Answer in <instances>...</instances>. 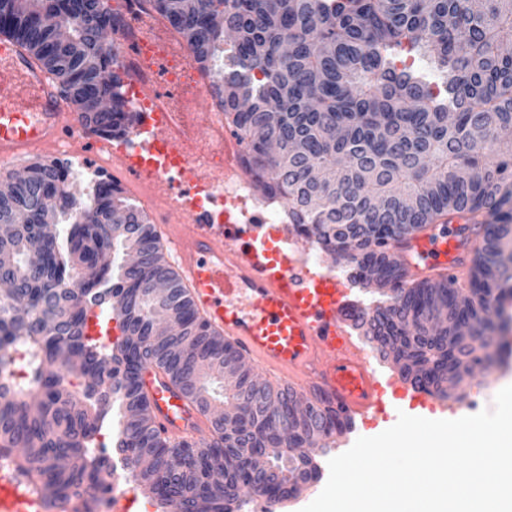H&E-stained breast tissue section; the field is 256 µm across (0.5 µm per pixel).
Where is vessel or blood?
I'll return each mask as SVG.
<instances>
[{
	"label": "vessel or blood",
	"instance_id": "b4317fda",
	"mask_svg": "<svg viewBox=\"0 0 512 512\" xmlns=\"http://www.w3.org/2000/svg\"><path fill=\"white\" fill-rule=\"evenodd\" d=\"M147 10L148 0H128L126 21L113 35L134 87L128 109L140 115L120 149L76 124L47 72L10 34L0 33V72L17 83L0 89V165L67 154L109 169L162 230L178 278L213 331L270 378L322 399L350 420L367 419L384 388L363 338L347 328V288L332 277L309 278L259 242L249 212L217 224L198 203L199 192L223 190L231 179L254 191V178L238 132L209 94L208 71L195 72L204 111L192 118L170 110L177 84L166 59L145 50L135 22ZM212 137L221 146L209 153L204 142ZM414 242L431 253L426 269L461 271L455 236L436 242L427 234ZM145 384L166 436L205 433L203 416L166 380L150 374ZM29 504L0 473V512H27Z\"/></svg>",
	"mask_w": 512,
	"mask_h": 512
}]
</instances>
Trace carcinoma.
Wrapping results in <instances>:
<instances>
[{"mask_svg": "<svg viewBox=\"0 0 512 512\" xmlns=\"http://www.w3.org/2000/svg\"><path fill=\"white\" fill-rule=\"evenodd\" d=\"M190 46L194 61L218 72L216 96L224 119L244 144L246 164L266 195L283 197L295 223L318 238L370 282L367 267L391 284L356 327L382 355L407 357L413 389L447 396L442 385L463 382L492 359L487 313L512 300V0H150ZM64 22L72 39L62 43ZM118 16L99 0H39L21 9L0 0V31L53 75L84 127L98 134L126 132L128 111L118 64L103 46L102 30ZM430 56L442 71L430 82L394 63L403 48ZM91 97L110 107L86 110ZM280 151H269V140ZM327 178L316 183L311 170ZM78 170L68 161L34 163L0 196V221L15 212L24 224L0 228L16 247L0 276L19 282L0 296V467L50 507L71 504L95 512L105 503L103 479L112 475L109 449L135 481L148 486L161 512H240L239 491L250 488L270 505L290 494V478L319 472L299 452L327 440L350 422L308 401L296 415L298 394L264 384L245 400L247 377L229 388L218 370L200 375L194 361H242L212 332L169 268L145 215L111 181L98 179L81 201L68 184ZM52 196L63 228L47 236L39 201ZM117 209L132 228L103 234ZM470 214L460 228L468 253L466 277L434 272L413 279L412 236L444 216ZM141 262L114 264L127 236ZM44 250L41 268L27 267L29 246ZM167 282L161 302L151 288ZM77 282L79 287L70 284ZM441 300L447 321L426 330V313ZM181 320L172 343L157 344L153 329L169 306ZM122 335H108L112 314ZM101 335L87 334L92 318ZM173 384L202 413L222 404L240 413L230 424L209 420L208 438L161 436L143 372ZM126 422L111 444L97 435ZM265 455L267 469L248 468L246 449ZM224 453V485L215 490L208 459Z\"/></svg>", "mask_w": 512, "mask_h": 512, "instance_id": "cac0c4a2", "label": "carcinoma"}]
</instances>
